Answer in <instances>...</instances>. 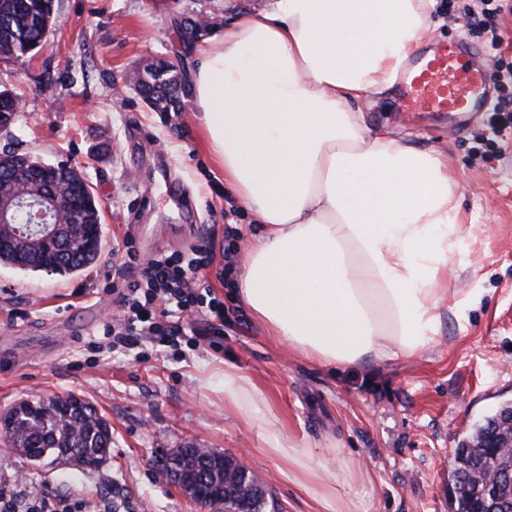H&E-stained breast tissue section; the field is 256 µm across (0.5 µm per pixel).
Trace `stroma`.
Instances as JSON below:
<instances>
[{"label": "stroma", "mask_w": 512, "mask_h": 512, "mask_svg": "<svg viewBox=\"0 0 512 512\" xmlns=\"http://www.w3.org/2000/svg\"><path fill=\"white\" fill-rule=\"evenodd\" d=\"M260 2L55 0L43 48L0 61V82L23 102L10 132L20 151L80 166L101 204L105 234L100 262L80 275L0 266V413L24 399L73 394L95 404L113 440L109 458L92 469L29 464L0 440V484L22 474L32 488L109 500L112 512H201L156 468L159 453L195 445L245 461L277 512H321L279 472L261 431L209 387L213 372L231 366L313 459L325 454L333 466H350L347 492L362 512H451L454 448L478 419L512 399V126L493 132L485 113L456 128L445 117L404 110L396 86L367 122L447 160L465 227L432 349L414 360L315 364L269 336L218 279L214 291L232 312L223 338L200 339L177 355L151 349L142 361L103 335L121 312L107 286L125 234L145 258L213 245L218 271L225 224L252 221L236 210L223 172L209 160L192 96L182 111L154 112L126 87V75L172 58L192 70L195 44L184 34L197 18L208 16L219 29L231 22L232 7ZM474 3L456 0L453 10L436 12L428 45L463 38L482 49L489 69L512 67V50L497 53L481 29L466 26L464 11ZM457 302L458 317L450 311Z\"/></svg>", "instance_id": "35a3bbf8"}]
</instances>
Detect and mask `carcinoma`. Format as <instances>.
Returning <instances> with one entry per match:
<instances>
[{
	"mask_svg": "<svg viewBox=\"0 0 512 512\" xmlns=\"http://www.w3.org/2000/svg\"><path fill=\"white\" fill-rule=\"evenodd\" d=\"M53 14V0H0V60L22 57L39 48L47 38ZM131 88L155 112H178L182 108L185 85L181 64L161 60L138 70L129 81ZM18 95L0 90V130L9 131L17 115ZM0 151V194L29 193L37 183L38 169L44 163L10 146ZM60 204L71 208L76 224L65 226L61 243L65 258L55 247L40 243L9 241L0 232V265L22 271L53 268L59 275L80 274L95 266L103 248L102 211L91 183L81 169L66 164L65 172L53 184ZM512 421V400H505L478 420L454 449L448 471V487L454 498L452 512H512V438L504 424ZM0 431L12 448L32 464L61 458L62 450L77 454L76 465L102 463L112 448V430L94 405L74 395L22 401L0 415ZM171 457L198 463L207 460L203 470L207 485H214L218 467L231 469L236 460L213 449L178 448ZM493 469L497 497L492 501L475 498L469 488L472 477ZM249 484L224 494L226 512H266L268 499L252 493Z\"/></svg>",
	"mask_w": 512,
	"mask_h": 512,
	"instance_id": "cac0c4a2",
	"label": "carcinoma"
}]
</instances>
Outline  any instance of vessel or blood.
<instances>
[{
	"label": "vessel or blood",
	"mask_w": 512,
	"mask_h": 512,
	"mask_svg": "<svg viewBox=\"0 0 512 512\" xmlns=\"http://www.w3.org/2000/svg\"><path fill=\"white\" fill-rule=\"evenodd\" d=\"M402 105L420 112L476 113L487 111L495 85L479 55L464 41L417 57L402 78Z\"/></svg>",
	"instance_id": "1"
}]
</instances>
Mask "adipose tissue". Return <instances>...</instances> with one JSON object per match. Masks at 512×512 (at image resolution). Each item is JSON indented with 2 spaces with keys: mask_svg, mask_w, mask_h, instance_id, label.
Here are the masks:
<instances>
[{
  "mask_svg": "<svg viewBox=\"0 0 512 512\" xmlns=\"http://www.w3.org/2000/svg\"><path fill=\"white\" fill-rule=\"evenodd\" d=\"M435 0H265L205 37L192 77L207 153L258 230L238 300L278 341L326 366L435 345L441 283L463 230L456 173L433 152L367 126L422 47ZM266 429L287 478L325 512H357L347 470L313 463L235 368L212 379Z\"/></svg>",
  "mask_w": 512,
  "mask_h": 512,
  "instance_id": "adipose-tissue-1",
  "label": "adipose tissue"
}]
</instances>
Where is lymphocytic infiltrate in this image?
Instances as JSON below:
<instances>
[{
	"label": "lymphocytic infiltrate",
	"instance_id": "1",
	"mask_svg": "<svg viewBox=\"0 0 512 512\" xmlns=\"http://www.w3.org/2000/svg\"><path fill=\"white\" fill-rule=\"evenodd\" d=\"M118 273L124 286L118 291L122 313L103 327L113 349L130 352L144 343L175 350L199 337H220L230 316L212 289L207 271L213 250L197 246L141 259L132 237H124ZM0 512H100L91 500L61 496L23 485L0 488Z\"/></svg>",
	"mask_w": 512,
	"mask_h": 512
}]
</instances>
